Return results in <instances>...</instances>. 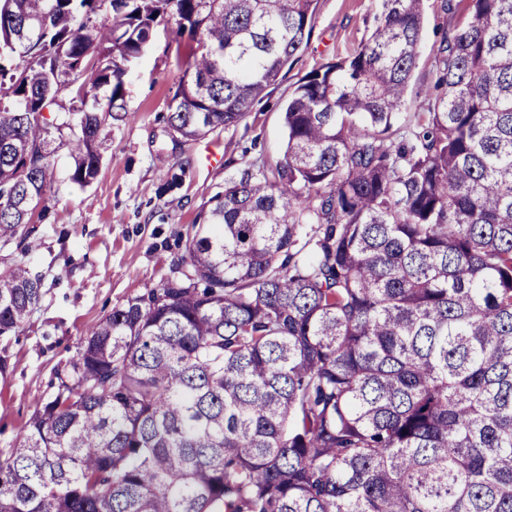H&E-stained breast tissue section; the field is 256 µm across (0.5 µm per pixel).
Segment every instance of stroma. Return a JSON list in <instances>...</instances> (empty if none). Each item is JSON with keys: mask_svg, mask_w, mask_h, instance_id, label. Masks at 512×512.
<instances>
[{"mask_svg": "<svg viewBox=\"0 0 512 512\" xmlns=\"http://www.w3.org/2000/svg\"><path fill=\"white\" fill-rule=\"evenodd\" d=\"M441 0H426L425 24L411 83L433 78V46L446 17ZM374 0H318L308 48L285 68L238 126L185 140L167 124L186 68L187 49L161 22L148 52L126 83V122L102 115L96 178L79 186L68 143L52 159L46 208L37 218L35 249L0 244V267L23 259L41 274L45 295L25 329L7 345L10 372L0 379V454L25 432L51 394L53 368L72 357L87 330L112 307L175 275L186 233L204 205L224 190L236 167L275 169L286 147L282 104L298 81L344 58L366 38ZM166 167H159L158 157Z\"/></svg>", "mask_w": 512, "mask_h": 512, "instance_id": "stroma-1", "label": "stroma"}]
</instances>
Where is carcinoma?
<instances>
[{"instance_id": "obj_1", "label": "carcinoma", "mask_w": 512, "mask_h": 512, "mask_svg": "<svg viewBox=\"0 0 512 512\" xmlns=\"http://www.w3.org/2000/svg\"><path fill=\"white\" fill-rule=\"evenodd\" d=\"M354 53L303 76L272 174L246 164L185 270L116 305L0 456V512H512V0H379ZM317 0H0V242L35 248L56 147L96 176L98 94L174 21L170 128L238 125L307 48ZM65 90L76 117L43 115ZM44 296L0 269V340ZM441 0L425 2V24L422 39L418 48L417 66L411 83V95L431 83L433 78V45L439 41L440 33L446 24V16L440 11Z\"/></svg>"}]
</instances>
